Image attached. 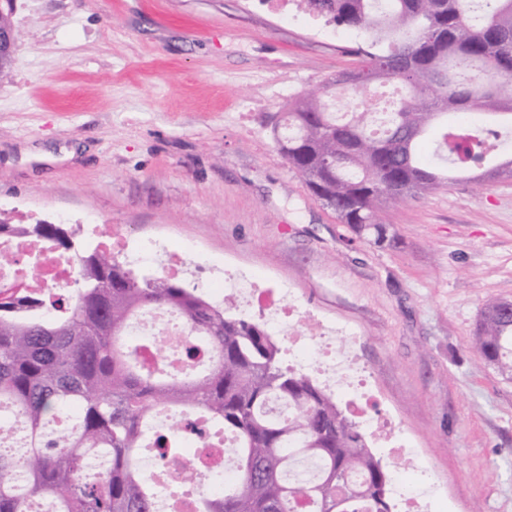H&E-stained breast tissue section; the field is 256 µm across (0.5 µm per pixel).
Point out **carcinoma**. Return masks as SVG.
<instances>
[{
    "instance_id": "1",
    "label": "carcinoma",
    "mask_w": 512,
    "mask_h": 512,
    "mask_svg": "<svg viewBox=\"0 0 512 512\" xmlns=\"http://www.w3.org/2000/svg\"><path fill=\"white\" fill-rule=\"evenodd\" d=\"M305 8L366 41L360 59L319 90L289 104L275 145L308 189L360 237L394 247L384 209L466 173L476 184L512 177V148L486 166L490 147L512 135V0H301ZM395 82L406 94L390 112L370 104L327 111L329 88L363 97ZM493 117L490 137L445 126L437 164L417 153L421 136L457 111ZM10 233L75 248L78 287L63 293L0 295V404L25 419L21 448H0V512H157L139 460L154 412L190 408L234 438L224 490L195 500L197 512H392L390 475L370 439L308 375L283 365L265 323L236 314L231 296L215 303L174 277L134 271L112 253L82 244L79 229L13 224ZM162 307L204 341L208 368L172 374L145 366L124 339L143 311ZM473 344L512 379V303L485 301ZM74 408L76 423L47 424ZM179 424L156 436V456H177ZM97 468H92L91 463Z\"/></svg>"
}]
</instances>
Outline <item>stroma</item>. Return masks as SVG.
I'll list each match as a JSON object with an SVG mask.
<instances>
[{
    "mask_svg": "<svg viewBox=\"0 0 512 512\" xmlns=\"http://www.w3.org/2000/svg\"><path fill=\"white\" fill-rule=\"evenodd\" d=\"M0 209L189 245L348 327L373 408L421 461L432 512H512V380L472 346L485 300H512V179L460 181L359 237L287 165L271 129L296 95L355 69L360 32L265 0H7ZM76 145L74 155L62 149Z\"/></svg>",
    "mask_w": 512,
    "mask_h": 512,
    "instance_id": "35a3bbf8",
    "label": "stroma"
}]
</instances>
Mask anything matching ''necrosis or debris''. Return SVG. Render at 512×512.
Returning <instances> with one entry per match:
<instances>
[{
    "label": "necrosis or debris",
    "mask_w": 512,
    "mask_h": 512,
    "mask_svg": "<svg viewBox=\"0 0 512 512\" xmlns=\"http://www.w3.org/2000/svg\"><path fill=\"white\" fill-rule=\"evenodd\" d=\"M1 251L16 257L11 266H0L1 294L14 291L19 284L31 291L47 285L63 290L69 288L75 277L72 257L58 254L42 240L0 235ZM136 255L139 260L157 264L164 274L175 277L182 276L196 262L191 248L171 247L151 238L140 243ZM203 287L208 293L230 294L240 303L257 305L272 332L287 336L296 347L301 363L315 370L330 390L369 397L370 375L358 364L354 339L343 328L332 323L307 326L298 306L264 289L261 281L248 273L230 280L211 276ZM129 334L146 363L159 362L173 369L182 368L184 351L196 341L188 328L166 310L134 321ZM159 334L166 336L167 342L162 353L155 355L150 346ZM181 431L185 445L193 448V455L165 467L152 458L143 460L144 476L159 493L170 486H190L195 496L208 494L210 481L223 474L226 462L232 458L235 441L212 435L206 423L195 415L188 416Z\"/></svg>",
    "instance_id": "necrosis-or-debris-1"
}]
</instances>
